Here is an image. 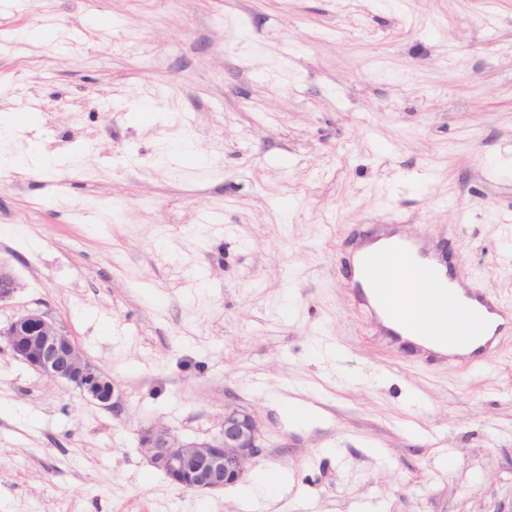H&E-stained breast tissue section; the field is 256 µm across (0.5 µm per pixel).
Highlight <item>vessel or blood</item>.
Returning <instances> with one entry per match:
<instances>
[{"mask_svg": "<svg viewBox=\"0 0 512 512\" xmlns=\"http://www.w3.org/2000/svg\"><path fill=\"white\" fill-rule=\"evenodd\" d=\"M435 246L423 238L392 240L360 260L353 292L391 341L413 337V350L441 361H491L499 336L512 332V301L441 272L430 262ZM452 329H444L446 317Z\"/></svg>", "mask_w": 512, "mask_h": 512, "instance_id": "vessel-or-blood-1", "label": "vessel or blood"}]
</instances>
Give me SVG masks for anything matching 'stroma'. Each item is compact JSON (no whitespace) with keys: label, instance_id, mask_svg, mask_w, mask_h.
<instances>
[{"label":"stroma","instance_id":"obj_1","mask_svg":"<svg viewBox=\"0 0 512 512\" xmlns=\"http://www.w3.org/2000/svg\"><path fill=\"white\" fill-rule=\"evenodd\" d=\"M1 34L0 113L34 112L0 138V326L48 312L116 402L0 341V512H251L138 443L228 405L250 478L288 474L270 512H512V335L483 369L410 357L350 284L396 224L512 299V0H19Z\"/></svg>","mask_w":512,"mask_h":512}]
</instances>
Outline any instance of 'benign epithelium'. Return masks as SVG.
Returning <instances> with one entry per match:
<instances>
[{
	"label": "benign epithelium",
	"mask_w": 512,
	"mask_h": 512,
	"mask_svg": "<svg viewBox=\"0 0 512 512\" xmlns=\"http://www.w3.org/2000/svg\"><path fill=\"white\" fill-rule=\"evenodd\" d=\"M15 359L45 378L61 382L104 408L113 406L112 380L87 359L74 338L49 315L31 309L0 329ZM260 425L246 409L224 407L217 436L179 442L165 431L139 438L151 464L179 488L193 492L223 489L240 482L247 464L260 451Z\"/></svg>",
	"instance_id": "obj_1"
}]
</instances>
